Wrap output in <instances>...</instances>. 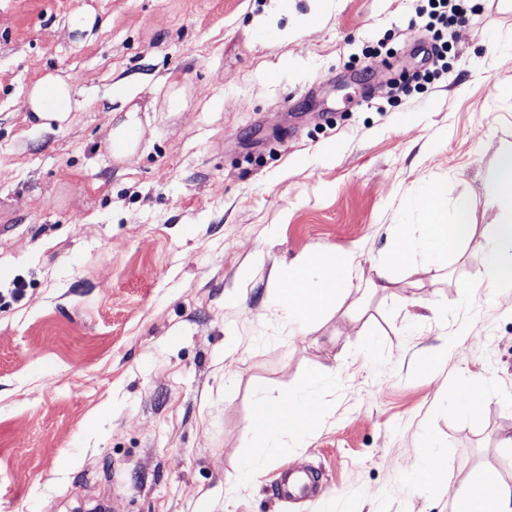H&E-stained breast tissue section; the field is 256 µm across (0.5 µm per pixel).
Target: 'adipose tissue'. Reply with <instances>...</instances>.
<instances>
[{"instance_id":"obj_1","label":"adipose tissue","mask_w":512,"mask_h":512,"mask_svg":"<svg viewBox=\"0 0 512 512\" xmlns=\"http://www.w3.org/2000/svg\"><path fill=\"white\" fill-rule=\"evenodd\" d=\"M81 107L71 78L46 73L29 89L26 111L32 112L44 127L64 122ZM490 191L498 209L494 223L477 231L469 222L467 207H457L456 225L443 219L447 205L435 189L416 197L412 205L423 213L426 222L418 230L397 224L393 232L397 245L386 256L378 276L384 287L396 282L395 269L411 263L416 254L425 255L433 264L448 262L449 244L469 246L479 243L491 268L489 287L512 290V140H500L495 152L494 176ZM356 270L354 252H317L297 257L288 266L272 274L273 300L283 310L295 330L303 331L335 310L348 296ZM327 415L325 406L313 390L293 392L276 399L258 398L249 432L264 454L278 448L284 436L306 435L321 425ZM493 484L491 494L481 487ZM452 512H512V483L505 482L498 470L483 469L466 477L450 492Z\"/></svg>"}]
</instances>
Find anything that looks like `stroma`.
Segmentation results:
<instances>
[{
    "label": "stroma",
    "instance_id": "obj_1",
    "mask_svg": "<svg viewBox=\"0 0 512 512\" xmlns=\"http://www.w3.org/2000/svg\"><path fill=\"white\" fill-rule=\"evenodd\" d=\"M470 2L447 73L394 97L426 0H0V512H451L419 472L433 450L450 486L512 482V296L487 289L484 253L376 285L424 189L497 214L512 0ZM49 72L83 107L47 130L25 99ZM135 105L140 145L115 159ZM343 250L348 297L292 334L272 269ZM323 372L324 422L242 473L258 393ZM487 377L456 414L446 387ZM291 467L319 474L314 495L271 496ZM138 112H141V108L133 106L125 113V118L110 130L109 147L116 159L133 153L139 144L141 131Z\"/></svg>",
    "mask_w": 512,
    "mask_h": 512
}]
</instances>
